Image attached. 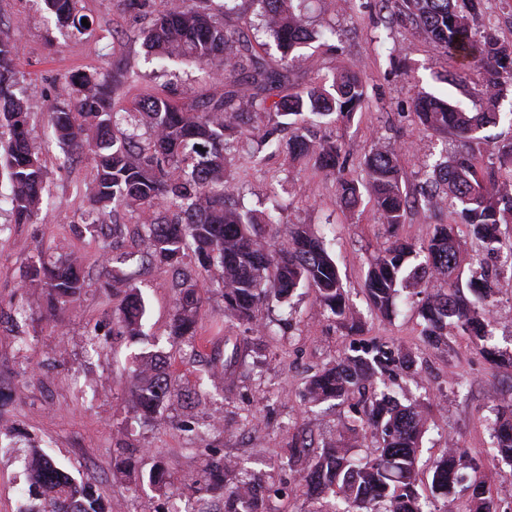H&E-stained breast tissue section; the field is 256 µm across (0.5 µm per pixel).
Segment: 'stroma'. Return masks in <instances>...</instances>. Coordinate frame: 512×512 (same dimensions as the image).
<instances>
[{"instance_id": "1", "label": "stroma", "mask_w": 512, "mask_h": 512, "mask_svg": "<svg viewBox=\"0 0 512 512\" xmlns=\"http://www.w3.org/2000/svg\"><path fill=\"white\" fill-rule=\"evenodd\" d=\"M77 13L89 21L87 30L60 26L43 0H0V40L16 49V79L28 91L31 139L45 162L53 198L38 223L7 228L9 181L0 168V512H30L36 505L24 468L33 445L75 477L91 478L112 512H169L188 500L218 512L220 501L197 488L216 453L276 487L265 512H314L316 505L303 494L298 473L286 464L290 444L303 441L315 450L336 441L355 411L385 387L375 379L345 404H310L302 397L305 381L367 344L416 359L415 381L400 373L385 389L398 404L418 403L428 411L418 462L421 493L429 491L434 460L454 446L479 462L478 475L489 485L496 512H512V466L497 460L493 430L496 409L512 403V368L489 362L479 344L455 329L447 344L424 343L416 289L404 291L393 316L372 309L365 278L389 236L369 199L346 209L336 181L312 159L293 162L285 153L266 150L256 160L240 152L232 169L246 206L263 209L271 195L282 205V221L265 226L266 237L283 247L286 225L307 224L325 239L360 317L359 331L338 323L314 289H297L289 303L260 308L258 320L268 330L245 361L226 368L231 387L212 390L200 404L187 401V394L198 388L212 389L201 378L203 365L217 352L231 357L247 331L225 318L222 298L210 292L194 259H186L177 274L142 264L143 230L134 218L124 217L117 238L111 225H90L93 162L56 141L49 113L60 99L63 76L77 73L109 77L130 71L131 79L122 81L115 94L120 108L149 96L212 93L219 83L195 65L165 67L148 56L139 39L148 18L127 0H79ZM311 16L315 25L334 27L336 36L333 48L303 49L295 71L298 83L305 86L352 69L365 86V100L351 120L318 127V137L341 144L354 179L363 178L374 144L396 146L402 183L418 192L424 165L443 159L459 144L424 131L414 100L429 93L475 107L477 63L449 57L378 0H352L350 8L338 12L316 5ZM456 220L450 210L428 213L416 206L408 210L400 233L420 246L434 225ZM460 238L465 257L461 280L469 282L472 261H481L495 291L493 342L512 355V269L486 254L469 230H461ZM36 251L48 262L80 257L86 288L79 301L48 311L43 289L31 287L27 278L29 257ZM116 269L129 273L130 286L141 292L144 330L166 355L177 391L155 423L141 420L131 402L135 357L143 346L112 332L120 304L112 293ZM181 273L197 279L203 299L192 346L173 344L168 336ZM129 455L137 460L138 472L163 461L173 498L139 480L138 473L119 469L117 459Z\"/></svg>"}]
</instances>
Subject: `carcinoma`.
Returning <instances> with one entry per match:
<instances>
[{
    "label": "carcinoma",
    "mask_w": 512,
    "mask_h": 512,
    "mask_svg": "<svg viewBox=\"0 0 512 512\" xmlns=\"http://www.w3.org/2000/svg\"><path fill=\"white\" fill-rule=\"evenodd\" d=\"M235 0H182V5L156 12L154 0H133L153 18L141 32L143 46L162 61L189 62L222 76L218 92L203 97H147L129 108L113 102L117 83L93 74L71 75L62 82L63 102L53 107L50 121L58 140L70 150L89 152L97 175L91 191L92 223L112 222L118 237L117 216L137 213L147 242L148 262L158 268L179 270L192 257L208 274L213 288L224 298V313L255 334L265 332L257 311L264 303L284 304L300 287L312 288L319 302L339 323L354 330L358 321L349 307L339 270L322 238L306 224L289 228L288 246L279 248L264 240L262 222L254 211L236 204L240 187L231 169V151L256 143V151L273 147L293 159L312 156L318 168L336 178L341 199L355 206L366 190L381 224L392 241L367 271L365 287L373 308L390 315L399 289L413 286L424 294L420 316L424 342H447L448 327L485 341L482 352L496 364L503 355L486 344L489 317L481 304L492 289L478 287L471 277L469 299L458 285L463 254L455 224L435 225L427 243L416 246L398 234L407 210L418 202L433 212L447 205L482 241L487 250L506 252L512 266V240L503 238L501 225L512 217V141L494 146L495 162L479 167L475 154L487 144L482 132L501 118L502 101L512 86V43L496 30L475 28L487 0H379L394 3L399 13L428 39L452 56L479 58V110L472 112L432 94L417 98L416 115L433 134L452 135L461 148L449 159L437 161L424 172L421 198L402 185L396 151L371 149L364 162V178L348 177L342 146L316 140L314 128L350 120L361 105L365 90L360 76L340 71L315 85L295 83L291 62L300 48L328 38L309 21L312 0H255L256 31L279 53L275 64L253 51L250 39L235 41L224 33V15ZM65 25L76 24L77 0H44ZM14 46L0 41V128L8 141L0 163L8 170L12 223L34 224L44 204L46 169L32 144L30 112L25 98L15 93ZM255 108L274 114L276 121L254 134L249 129ZM289 131L288 140L280 133ZM423 257L412 266L409 259ZM32 281L45 289L50 307L78 301L84 291L83 267L75 258L53 264L33 260ZM445 287L436 289L434 283ZM169 324L173 343L198 335L201 297L197 282L184 277ZM145 305L133 291L125 292L116 322L123 335L135 343L146 338ZM136 375L131 395L136 410L154 418L173 393L166 357L147 353ZM401 369L413 376V359L383 345L355 349L340 361L312 376L304 397L312 402L345 399L359 382ZM381 441L359 460L343 441L318 455L306 445L291 449L288 466L299 473L308 493L316 498L333 494L339 500L331 512H425L426 500L417 491V452L424 433L423 412L400 407L384 395L364 411ZM496 452L512 463V408L496 411ZM476 467L474 459L450 448L432 467L431 492L446 498L464 480L463 470ZM30 492L40 501L36 512H109L94 485L77 481L47 454L32 451ZM205 490L224 495V512H263L264 492L254 479L241 476L222 458L211 460ZM468 512H494L485 482L473 480Z\"/></svg>",
    "instance_id": "carcinoma-1"
}]
</instances>
